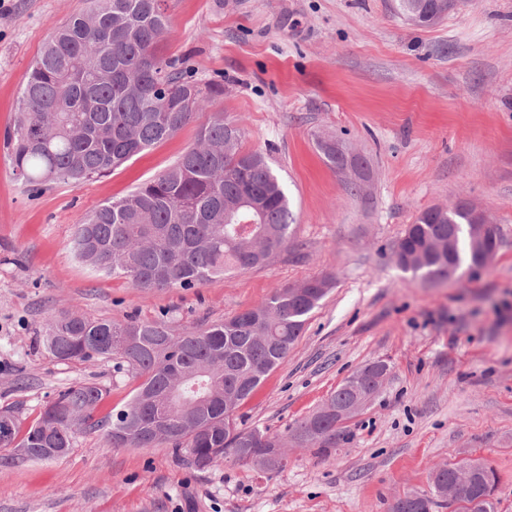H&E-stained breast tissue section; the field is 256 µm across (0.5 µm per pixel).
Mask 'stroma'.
Returning <instances> with one entry per match:
<instances>
[{"label":"stroma","mask_w":512,"mask_h":512,"mask_svg":"<svg viewBox=\"0 0 512 512\" xmlns=\"http://www.w3.org/2000/svg\"><path fill=\"white\" fill-rule=\"evenodd\" d=\"M92 6L0 8V409L24 431L72 386L104 387L103 415L132 397L137 381L120 360L62 361L40 346L52 315L201 327L314 277L333 286L240 407L246 424L285 433L358 368L389 370L344 442L290 445L283 469L226 460L198 470L167 445L116 448L105 431L81 430L66 458L0 467V512H391L460 457L496 469V512H512V0H461L428 28L404 21L395 0H165L161 54L187 59L193 79L223 94L121 167L33 197L4 134L52 28ZM218 115L239 123L245 148L269 154L294 215L289 250L151 293L78 260L80 219L166 170ZM328 137L362 172L325 162L317 141ZM459 200L495 224L492 260L445 282L403 271L395 249L408 225Z\"/></svg>","instance_id":"35a3bbf8"}]
</instances>
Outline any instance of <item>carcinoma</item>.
I'll use <instances>...</instances> for the list:
<instances>
[{
  "label": "carcinoma",
  "mask_w": 512,
  "mask_h": 512,
  "mask_svg": "<svg viewBox=\"0 0 512 512\" xmlns=\"http://www.w3.org/2000/svg\"><path fill=\"white\" fill-rule=\"evenodd\" d=\"M163 0H95L87 14L53 28L23 83L17 120L6 133L15 174L30 193L50 182L79 186L120 167L168 139L224 92L200 83L165 60L156 47L167 30ZM397 12L418 27L448 15V0H397ZM239 125L215 118L196 142L156 178L125 197L100 205L76 225L74 255L98 272L127 280L145 292L189 290L234 271L266 264L292 245L293 215L282 183L266 157L244 148ZM326 162L345 170L336 142L317 143ZM463 201L423 211L397 248L421 251L425 260L402 269L432 281L454 276L471 262ZM453 238V256L431 251V242ZM306 297L283 288L257 307L205 328L174 334L165 320L116 322L57 314L42 342L62 361L118 358L138 386L130 401L104 417L96 411L105 391L81 384L60 392L19 435L13 411H0L4 448H27V460L52 461L72 451L74 434L104 429L115 448L171 444L176 456L198 468L225 459L259 465L266 448H286L307 419L285 435L239 421L251 398L288 355L308 315L331 288L327 277L303 283ZM330 431L309 445L323 450L345 439L325 415ZM453 465L430 478L428 495L398 499V512L446 508L440 486ZM496 470L476 472L486 496L478 512H495Z\"/></svg>",
  "instance_id": "1"
}]
</instances>
